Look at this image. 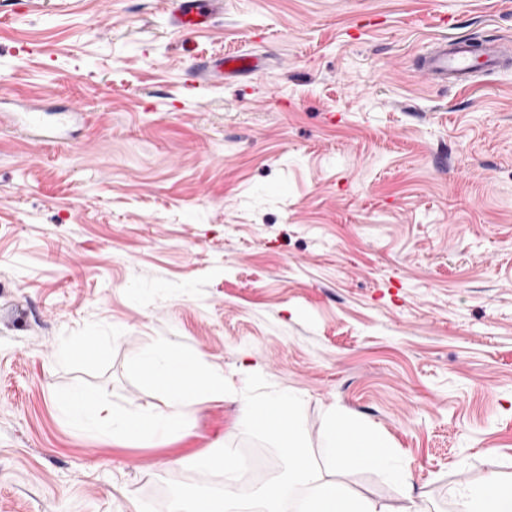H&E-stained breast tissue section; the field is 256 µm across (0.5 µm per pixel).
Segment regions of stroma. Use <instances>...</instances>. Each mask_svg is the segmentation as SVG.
Segmentation results:
<instances>
[{
	"label": "stroma",
	"mask_w": 512,
	"mask_h": 512,
	"mask_svg": "<svg viewBox=\"0 0 512 512\" xmlns=\"http://www.w3.org/2000/svg\"><path fill=\"white\" fill-rule=\"evenodd\" d=\"M171 9L0 0V84L89 113L58 148L0 128V512H165L217 443L275 476L233 428L251 373L302 397L314 454L337 408L412 474L406 498L336 482L454 512L452 490L512 473V67L460 89L421 59L512 41V0H224L203 33ZM227 52L264 68L196 87ZM163 344L224 377L187 432L117 444L58 407L77 387L155 410L126 364Z\"/></svg>",
	"instance_id": "1"
}]
</instances>
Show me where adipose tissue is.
Listing matches in <instances>:
<instances>
[{
	"mask_svg": "<svg viewBox=\"0 0 512 512\" xmlns=\"http://www.w3.org/2000/svg\"><path fill=\"white\" fill-rule=\"evenodd\" d=\"M202 355H186L173 348L131 359L128 372L155 386L162 396L155 411L146 414L103 415L102 408L83 390L73 389L60 404L77 424L91 422L116 439L160 437L185 431V407L192 402L224 395L223 376L205 369ZM456 512H512V479L491 474L479 483L457 490Z\"/></svg>",
	"mask_w": 512,
	"mask_h": 512,
	"instance_id": "adipose-tissue-1",
	"label": "adipose tissue"
}]
</instances>
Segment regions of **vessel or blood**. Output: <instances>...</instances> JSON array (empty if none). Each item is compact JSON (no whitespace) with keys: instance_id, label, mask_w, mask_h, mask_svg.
<instances>
[{"instance_id":"obj_1","label":"vessel or blood","mask_w":512,"mask_h":512,"mask_svg":"<svg viewBox=\"0 0 512 512\" xmlns=\"http://www.w3.org/2000/svg\"><path fill=\"white\" fill-rule=\"evenodd\" d=\"M224 11V0H177L170 21L175 29L200 32L208 30L214 18ZM506 56L500 43L488 41L473 45L464 39H441L423 58L422 66L441 84L465 88L478 75L498 69ZM258 58L228 53L200 61L198 77L203 84H220L243 73L260 71ZM0 103L7 109L0 113V125L8 124L22 139L40 145H65L76 129L86 124L87 114L78 105L59 111L54 121H47L39 102L19 100L9 88H0Z\"/></svg>"}]
</instances>
